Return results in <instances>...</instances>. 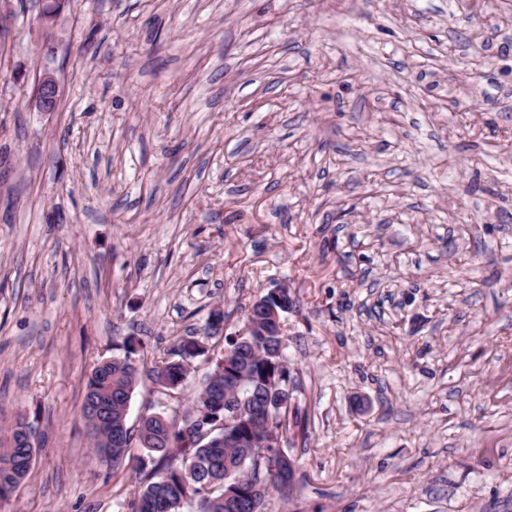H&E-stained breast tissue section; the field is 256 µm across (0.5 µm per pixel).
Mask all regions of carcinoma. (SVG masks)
<instances>
[{"instance_id": "cac0c4a2", "label": "carcinoma", "mask_w": 512, "mask_h": 512, "mask_svg": "<svg viewBox=\"0 0 512 512\" xmlns=\"http://www.w3.org/2000/svg\"><path fill=\"white\" fill-rule=\"evenodd\" d=\"M192 343L182 340L177 345L180 360L163 359L152 370L153 383L169 396L180 392L189 374L184 361L208 357L210 372L187 416L178 422L148 414L135 434L127 427L126 411L141 382L139 368L128 358L114 356L91 370L82 415L93 454L117 468L122 460L131 459L133 438L146 451V456L136 458L138 485L127 503L128 512H181L184 500L191 497L198 498L200 512H264L272 491L288 488L296 473L295 462L279 464L281 449L260 446L266 435L288 430V409L253 417L240 411L228 420V438L221 444L188 439L186 433L198 424L213 427L224 420L225 409L240 407L250 396L259 408L268 400L269 386L288 384L286 359L278 355L280 337L227 335L224 352L213 357L207 348L188 351ZM226 353L243 361L245 380L238 388L224 383ZM32 435V425L20 418L7 441L0 442V501L9 499L34 467L38 448L28 443ZM259 474L270 483L255 501L250 488Z\"/></svg>"}]
</instances>
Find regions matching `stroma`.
<instances>
[{
	"label": "stroma",
	"mask_w": 512,
	"mask_h": 512,
	"mask_svg": "<svg viewBox=\"0 0 512 512\" xmlns=\"http://www.w3.org/2000/svg\"><path fill=\"white\" fill-rule=\"evenodd\" d=\"M9 7L0 437L26 416L39 451L0 512H127L89 372L279 283L296 475L267 512H512V0ZM208 369L143 380L128 427ZM59 98V87L54 77L43 74L38 77L34 88L36 106L42 112L55 111Z\"/></svg>",
	"instance_id": "1"
}]
</instances>
